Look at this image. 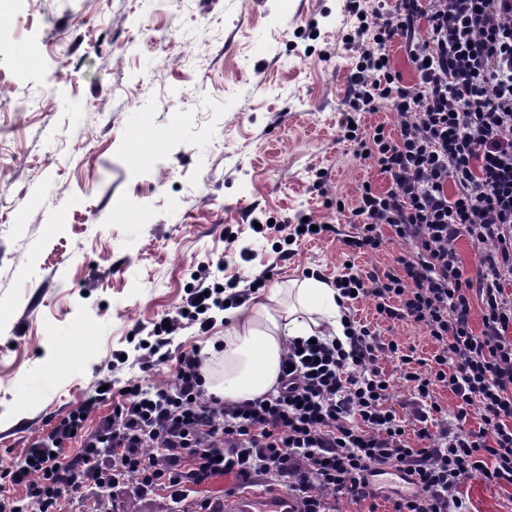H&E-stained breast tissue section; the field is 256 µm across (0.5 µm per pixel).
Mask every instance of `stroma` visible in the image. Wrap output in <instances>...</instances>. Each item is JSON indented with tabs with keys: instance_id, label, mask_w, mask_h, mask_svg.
<instances>
[{
	"instance_id": "35a3bbf8",
	"label": "stroma",
	"mask_w": 512,
	"mask_h": 512,
	"mask_svg": "<svg viewBox=\"0 0 512 512\" xmlns=\"http://www.w3.org/2000/svg\"><path fill=\"white\" fill-rule=\"evenodd\" d=\"M1 12L0 467L101 378L164 379L170 364L144 373L113 355L133 352L198 269L265 270L274 287L335 278V236L283 261L280 233L252 218L334 224L325 192L387 186L340 139L346 0H0ZM142 137L145 162L131 151ZM461 492L470 512H512L511 487Z\"/></svg>"
}]
</instances>
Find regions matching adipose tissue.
<instances>
[{"label": "adipose tissue", "mask_w": 512, "mask_h": 512, "mask_svg": "<svg viewBox=\"0 0 512 512\" xmlns=\"http://www.w3.org/2000/svg\"><path fill=\"white\" fill-rule=\"evenodd\" d=\"M338 292L308 277L287 287L259 291L248 304L224 312L220 369L206 368L209 390L227 401L253 399L277 383L290 340L308 336L343 338Z\"/></svg>", "instance_id": "1"}]
</instances>
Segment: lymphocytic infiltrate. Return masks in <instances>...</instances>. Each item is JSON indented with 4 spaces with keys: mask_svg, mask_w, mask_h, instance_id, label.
I'll list each match as a JSON object with an SVG mask.
<instances>
[{
    "mask_svg": "<svg viewBox=\"0 0 512 512\" xmlns=\"http://www.w3.org/2000/svg\"><path fill=\"white\" fill-rule=\"evenodd\" d=\"M349 11L358 24L344 43L356 63L339 130L389 185L363 183L351 203L326 198V208L349 213L353 234L299 214L273 226L289 224L293 243L339 235L350 261L383 251L381 228L389 226L403 244L389 268L350 264L333 281L343 301L373 299L375 323L349 321L344 346L293 340L270 393L229 402L206 388V353L174 355L169 346L184 325L208 334L217 313L243 305L251 289L233 278H195L173 313L154 323L140 358L145 372L173 362L167 378L97 390L51 416L23 460L0 469V486L20 490L0 499V512H62L69 495L92 498L91 512H103L104 495L129 488L181 512H214L213 500L192 491L219 475L246 487L287 484L302 512H339L345 499L377 512L384 498L390 512H468L466 480L512 486V0H349ZM396 39L416 85H405L391 62ZM383 109L396 112L395 129L363 126V113ZM463 237L479 250L472 275L455 247ZM399 322L425 330L434 352L424 357L382 336L381 324ZM384 356L396 360L411 394L408 417L378 365ZM439 389L454 395V409L437 401ZM105 403L111 411L87 431L86 415ZM77 438L82 448L66 455ZM386 468L416 493L384 496L373 478Z\"/></svg>",
    "mask_w": 512,
    "mask_h": 512,
    "instance_id": "obj_1",
    "label": "lymphocytic infiltrate"
}]
</instances>
